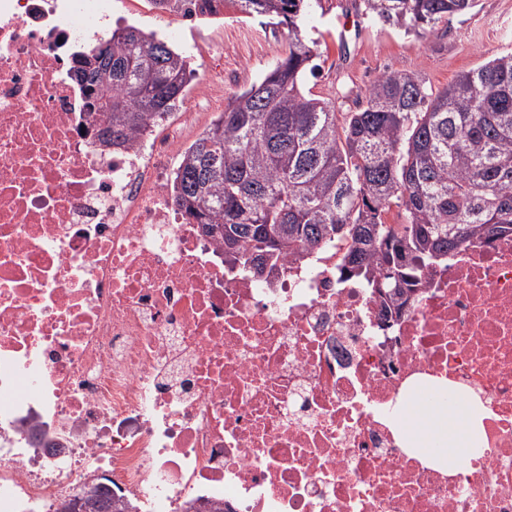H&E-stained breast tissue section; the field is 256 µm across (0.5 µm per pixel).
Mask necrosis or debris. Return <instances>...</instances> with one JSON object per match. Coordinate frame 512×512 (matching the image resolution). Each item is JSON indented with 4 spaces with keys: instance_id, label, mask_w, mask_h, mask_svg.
<instances>
[{
    "instance_id": "obj_1",
    "label": "necrosis or debris",
    "mask_w": 512,
    "mask_h": 512,
    "mask_svg": "<svg viewBox=\"0 0 512 512\" xmlns=\"http://www.w3.org/2000/svg\"><path fill=\"white\" fill-rule=\"evenodd\" d=\"M121 2L0 0V512L100 477L134 512H512V235L388 317L342 244L229 268L172 198L179 125L112 152L68 75ZM423 380L479 395L469 465L407 447Z\"/></svg>"
}]
</instances>
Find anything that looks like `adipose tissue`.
Wrapping results in <instances>:
<instances>
[{
	"mask_svg": "<svg viewBox=\"0 0 512 512\" xmlns=\"http://www.w3.org/2000/svg\"><path fill=\"white\" fill-rule=\"evenodd\" d=\"M401 419H415L407 429L409 447L429 455L432 446L445 448L447 461L461 465L479 455L483 443L482 412L469 399L452 409L424 399L419 388H411L403 401Z\"/></svg>",
	"mask_w": 512,
	"mask_h": 512,
	"instance_id": "1",
	"label": "adipose tissue"
}]
</instances>
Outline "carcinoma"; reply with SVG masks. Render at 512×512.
I'll use <instances>...</instances> for the list:
<instances>
[{"label":"carcinoma","mask_w":512,"mask_h":512,"mask_svg":"<svg viewBox=\"0 0 512 512\" xmlns=\"http://www.w3.org/2000/svg\"><path fill=\"white\" fill-rule=\"evenodd\" d=\"M384 26L422 36L476 0H362ZM288 28V51L235 94L183 153L172 192L201 232L224 245V263L252 272L259 258L282 270L317 246L346 243L344 273L401 310L424 270L466 242L512 232V51L433 92L414 74H385L354 112L338 116L305 93L314 50L301 35L311 0H224ZM112 125L98 140L115 151L169 114L184 95L188 56L153 31L112 32ZM79 85L101 100L93 75ZM402 223L389 224L392 206ZM75 512H121L99 486Z\"/></svg>","instance_id":"cac0c4a2"}]
</instances>
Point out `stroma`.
<instances>
[{"mask_svg": "<svg viewBox=\"0 0 512 512\" xmlns=\"http://www.w3.org/2000/svg\"><path fill=\"white\" fill-rule=\"evenodd\" d=\"M128 22L163 35L201 67L209 52H224V90L220 99L204 104L176 143L184 152L223 112L237 93L249 88L284 56L287 29L260 27L234 14L212 23L199 36L190 23L164 17L153 0H134ZM302 34L312 42L318 68L305 88L333 103L337 112L354 111L367 88L384 73H413L428 88L440 90L461 72L512 50V0H478L463 14L448 16L424 37L407 36L383 26L366 13L362 0H314L301 18Z\"/></svg>", "mask_w": 512, "mask_h": 512, "instance_id": "stroma-1", "label": "stroma"}]
</instances>
